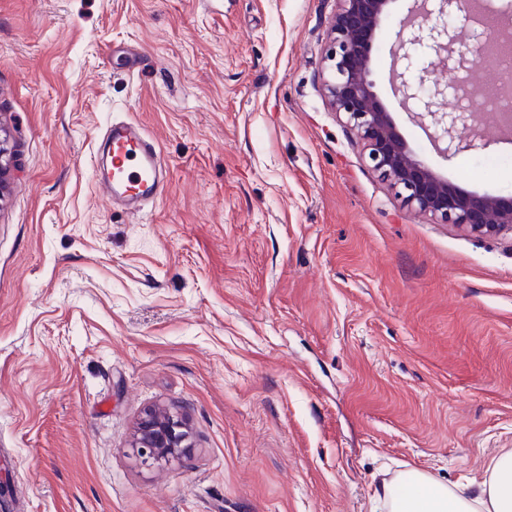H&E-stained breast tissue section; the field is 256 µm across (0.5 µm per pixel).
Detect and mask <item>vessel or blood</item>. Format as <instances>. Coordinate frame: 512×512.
<instances>
[{
  "instance_id": "vessel-or-blood-1",
  "label": "vessel or blood",
  "mask_w": 512,
  "mask_h": 512,
  "mask_svg": "<svg viewBox=\"0 0 512 512\" xmlns=\"http://www.w3.org/2000/svg\"><path fill=\"white\" fill-rule=\"evenodd\" d=\"M108 162L99 177L113 204L141 213L145 202L162 197L163 164L157 141L139 124L118 120L106 132Z\"/></svg>"
}]
</instances>
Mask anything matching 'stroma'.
Masks as SVG:
<instances>
[{
  "label": "stroma",
  "mask_w": 512,
  "mask_h": 512,
  "mask_svg": "<svg viewBox=\"0 0 512 512\" xmlns=\"http://www.w3.org/2000/svg\"><path fill=\"white\" fill-rule=\"evenodd\" d=\"M416 157L512 197V139ZM336 0H0V512H381L382 482L481 480L512 449V238L437 224L368 165L322 87ZM158 142L137 217L94 168L105 127ZM498 160L487 170V160ZM190 427L144 464L145 414Z\"/></svg>",
  "instance_id": "1"
}]
</instances>
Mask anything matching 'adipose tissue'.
I'll list each match as a JSON object with an SVG mask.
<instances>
[{
  "label": "adipose tissue",
  "instance_id": "ef3b65f1",
  "mask_svg": "<svg viewBox=\"0 0 512 512\" xmlns=\"http://www.w3.org/2000/svg\"><path fill=\"white\" fill-rule=\"evenodd\" d=\"M376 496L390 512H512V451L493 460L470 494L416 471L407 489L385 484Z\"/></svg>",
  "mask_w": 512,
  "mask_h": 512
}]
</instances>
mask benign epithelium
Returning a JSON list of instances; mask_svg holds the SVG:
<instances>
[{
  "label": "benign epithelium",
  "mask_w": 512,
  "mask_h": 512,
  "mask_svg": "<svg viewBox=\"0 0 512 512\" xmlns=\"http://www.w3.org/2000/svg\"><path fill=\"white\" fill-rule=\"evenodd\" d=\"M336 14L330 29V46L323 88L328 105L346 116L357 130L367 151V158L381 180L396 190L410 209L442 224H458L479 234L512 236V200L491 195L470 194L435 175L409 150L385 110L376 92L370 65L371 48L386 17L392 0H336ZM410 25H401L394 44L398 60L405 63L396 88L401 105L427 97L425 113L433 128V137L445 143L446 155H455L464 148L485 146L481 137H472L466 146L456 144L458 126L469 120L476 84L468 72L476 64L480 51L492 40L486 31L471 33L472 42L459 52L453 67L448 69V82L441 84L431 78V71L410 76L414 46L432 42L436 55H446L455 38L444 24L428 25L432 16L458 17L461 22L474 20L466 0H420V8L411 11ZM412 29L411 36L403 30ZM448 103V111L431 110L433 100ZM187 436L181 422L161 410L146 415L137 431L135 448L144 462H156L181 452Z\"/></svg>",
  "instance_id": "1"
}]
</instances>
